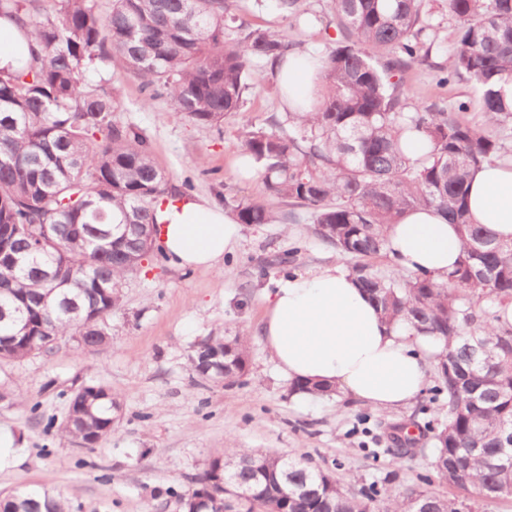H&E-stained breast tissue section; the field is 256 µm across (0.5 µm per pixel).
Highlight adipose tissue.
I'll list each match as a JSON object with an SVG mask.
<instances>
[{
	"label": "adipose tissue",
	"mask_w": 512,
	"mask_h": 512,
	"mask_svg": "<svg viewBox=\"0 0 512 512\" xmlns=\"http://www.w3.org/2000/svg\"><path fill=\"white\" fill-rule=\"evenodd\" d=\"M288 87V103L317 91L313 67L293 53L276 67ZM473 223L512 238V163L483 165L472 176ZM157 238L169 261L181 268H210L232 251L240 229L231 214L208 201H183L159 211ZM389 255L402 269L439 279L461 253L456 225L436 211L406 213L388 229ZM293 382L331 385L379 410L412 403L429 382L431 358L442 350L407 326L387 325L367 292L342 265L293 274L267 296L260 330L253 334Z\"/></svg>",
	"instance_id": "1"
}]
</instances>
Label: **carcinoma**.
<instances>
[{"mask_svg":"<svg viewBox=\"0 0 512 512\" xmlns=\"http://www.w3.org/2000/svg\"><path fill=\"white\" fill-rule=\"evenodd\" d=\"M289 29L318 16L306 0H274ZM457 22L452 46L440 38L430 0H334L336 37L313 53L321 89L312 112H288V132L247 126L243 154L257 164L270 201H236L241 224L298 222L350 260V271L382 317L445 345L437 375L442 417L433 433L437 478L461 499L412 488L401 496L368 487L273 451L230 449L209 460L184 512H228L224 488L233 471L251 497L247 512H483L512 499V239L468 222V181L488 162L512 159V0H447ZM33 37L30 58L0 69V226L20 233L3 244L21 255L0 290V359L40 352L46 340H75L91 351L107 339L121 304L120 284L149 257L137 244L151 236L166 174L145 136L112 119L119 102L90 71L116 62L141 80L146 100L166 97L191 122L216 127L239 112L246 93L263 88V65L288 59V29L250 28L235 0H112L103 16L94 0H0V19ZM441 56V63L433 57ZM415 65L437 83L473 84L482 122L466 100L423 105L404 81ZM493 127L495 135L486 133ZM423 152L412 156L408 141ZM288 212L276 213L274 201ZM433 208L458 227L462 253L445 279L396 271L384 277L371 260L387 254L385 228L408 211ZM48 225L43 247L26 251L27 229ZM48 346V345H46ZM53 349V346H48ZM194 371L233 384L244 376L239 336H211L190 356ZM118 397L86 385L68 398L59 425L76 441L112 433ZM67 512L53 490L15 492L0 512Z\"/></svg>","mask_w":512,"mask_h":512,"instance_id":"cac0c4a2","label":"carcinoma"}]
</instances>
